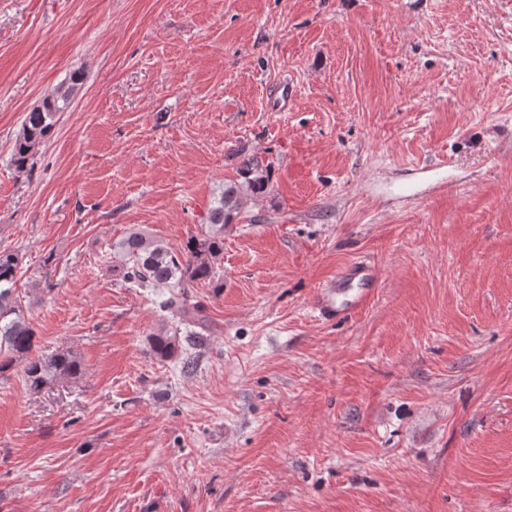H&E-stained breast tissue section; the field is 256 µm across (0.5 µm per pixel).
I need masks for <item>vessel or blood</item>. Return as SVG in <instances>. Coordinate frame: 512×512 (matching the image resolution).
I'll return each mask as SVG.
<instances>
[{
  "instance_id": "b4317fda",
  "label": "vessel or blood",
  "mask_w": 512,
  "mask_h": 512,
  "mask_svg": "<svg viewBox=\"0 0 512 512\" xmlns=\"http://www.w3.org/2000/svg\"><path fill=\"white\" fill-rule=\"evenodd\" d=\"M378 271L374 264L359 260L341 268L318 291L315 305L326 320H341L365 307L374 294Z\"/></svg>"
}]
</instances>
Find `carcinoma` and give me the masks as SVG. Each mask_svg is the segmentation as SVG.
<instances>
[{
	"mask_svg": "<svg viewBox=\"0 0 512 512\" xmlns=\"http://www.w3.org/2000/svg\"><path fill=\"white\" fill-rule=\"evenodd\" d=\"M80 82L73 73L28 112L14 143L12 164L19 172L31 169V160L53 134L59 114L68 111ZM271 165L256 157L242 161L241 180H230L208 210L207 229L193 236L182 251H175L160 241L138 231L112 245L114 268L123 279L150 291L164 290L167 298L160 302L164 310H173L187 324L202 323L201 305L191 299L187 287L193 284H214L217 260L224 250V226L239 215L247 202L264 192L270 179ZM20 273L18 255L0 251V377L22 365L25 383L40 389L51 379L72 378L82 371L79 360L69 351H60L45 358H29L35 348L36 331L29 322L17 293ZM154 357L164 361L179 356L181 348L175 338L161 331L149 340Z\"/></svg>",
	"mask_w": 512,
	"mask_h": 512,
	"instance_id": "obj_1",
	"label": "carcinoma"
}]
</instances>
